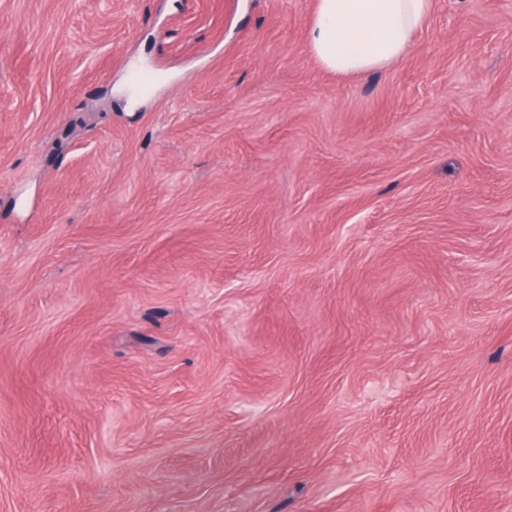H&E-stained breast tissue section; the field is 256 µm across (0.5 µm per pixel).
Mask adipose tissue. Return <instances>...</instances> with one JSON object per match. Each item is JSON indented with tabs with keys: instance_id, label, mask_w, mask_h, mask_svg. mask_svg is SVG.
I'll list each match as a JSON object with an SVG mask.
<instances>
[{
	"instance_id": "1",
	"label": "adipose tissue",
	"mask_w": 512,
	"mask_h": 512,
	"mask_svg": "<svg viewBox=\"0 0 512 512\" xmlns=\"http://www.w3.org/2000/svg\"><path fill=\"white\" fill-rule=\"evenodd\" d=\"M432 9L433 0H315L304 39L325 69L362 75L398 62Z\"/></svg>"
}]
</instances>
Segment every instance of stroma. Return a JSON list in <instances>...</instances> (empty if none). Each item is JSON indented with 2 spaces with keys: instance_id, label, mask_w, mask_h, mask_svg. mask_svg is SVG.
<instances>
[{
  "instance_id": "35a3bbf8",
  "label": "stroma",
  "mask_w": 512,
  "mask_h": 512,
  "mask_svg": "<svg viewBox=\"0 0 512 512\" xmlns=\"http://www.w3.org/2000/svg\"><path fill=\"white\" fill-rule=\"evenodd\" d=\"M313 7L0 0V512H512V0ZM432 9L433 0H315L304 39L325 69L362 75L398 62Z\"/></svg>"
}]
</instances>
